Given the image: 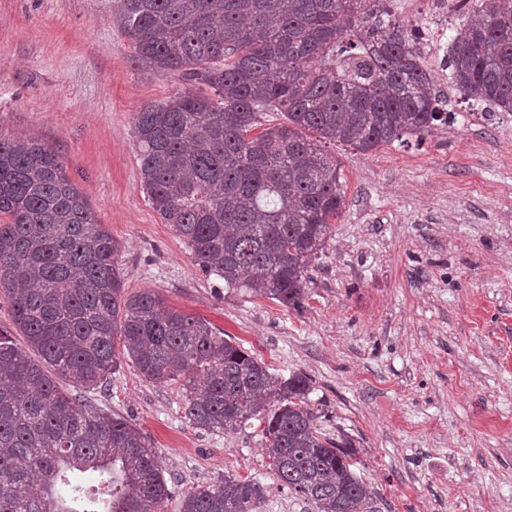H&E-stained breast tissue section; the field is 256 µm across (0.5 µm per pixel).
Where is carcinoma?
Returning <instances> with one entry per match:
<instances>
[{
  "instance_id": "carcinoma-1",
  "label": "carcinoma",
  "mask_w": 512,
  "mask_h": 512,
  "mask_svg": "<svg viewBox=\"0 0 512 512\" xmlns=\"http://www.w3.org/2000/svg\"><path fill=\"white\" fill-rule=\"evenodd\" d=\"M448 69L468 97L512 112V0H478ZM115 22L145 74L183 89L136 113L142 187L207 276L299 309L345 191L320 143L367 153L448 124L433 81L386 0H119ZM285 121L276 123L275 115ZM0 512H165L152 442L60 384L96 390L130 359L178 382L207 432L263 424L270 469L318 512H371L352 443L322 433L310 378H287L208 320L128 293L118 242L59 153L0 137ZM100 484L94 493L82 475ZM258 480L198 486L180 512H257Z\"/></svg>"
}]
</instances>
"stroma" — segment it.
<instances>
[{
	"instance_id": "35a3bbf8",
	"label": "stroma",
	"mask_w": 512,
	"mask_h": 512,
	"mask_svg": "<svg viewBox=\"0 0 512 512\" xmlns=\"http://www.w3.org/2000/svg\"><path fill=\"white\" fill-rule=\"evenodd\" d=\"M118 0H0V136L55 148L120 247L127 291L152 289L272 372L312 380L321 430L351 441L373 512H512V112L467 100L445 51L419 49L448 125L335 156L346 204L300 309L206 276L140 181L137 112L176 75L141 74ZM92 402L158 449L174 498L227 476L268 488L260 512H316L281 489L262 428L192 427L179 384L128 359Z\"/></svg>"
}]
</instances>
